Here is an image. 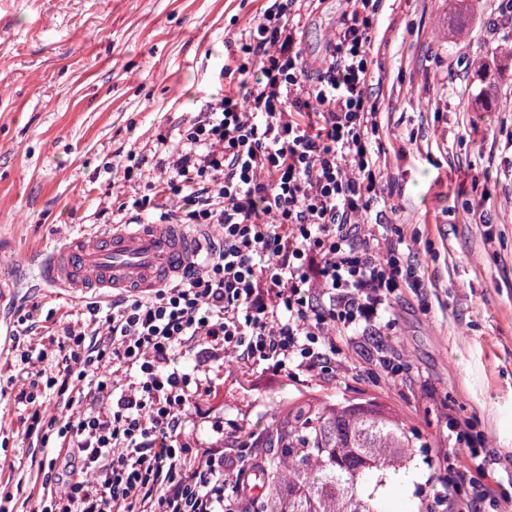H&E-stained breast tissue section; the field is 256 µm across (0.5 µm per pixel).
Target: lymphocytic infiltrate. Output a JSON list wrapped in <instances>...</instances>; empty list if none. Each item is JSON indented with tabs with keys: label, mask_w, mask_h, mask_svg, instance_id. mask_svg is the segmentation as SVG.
I'll return each mask as SVG.
<instances>
[{
	"label": "lymphocytic infiltrate",
	"mask_w": 512,
	"mask_h": 512,
	"mask_svg": "<svg viewBox=\"0 0 512 512\" xmlns=\"http://www.w3.org/2000/svg\"><path fill=\"white\" fill-rule=\"evenodd\" d=\"M294 0H272L237 41L235 88L221 91L172 146L159 222L214 224L223 245L153 293L88 303L83 322L16 350L14 402L32 407L27 438L70 457L65 487L43 456L38 512H238L246 463L185 435L210 375L180 358L235 355L249 369L312 371L330 363V329L370 324L402 271L395 243L362 223L378 197V108L367 75L383 0H346L319 73L298 47ZM63 414L42 420L38 385Z\"/></svg>",
	"instance_id": "lymphocytic-infiltrate-1"
}]
</instances>
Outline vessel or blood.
<instances>
[{"label":"vessel or blood","instance_id":"1","mask_svg":"<svg viewBox=\"0 0 512 512\" xmlns=\"http://www.w3.org/2000/svg\"><path fill=\"white\" fill-rule=\"evenodd\" d=\"M198 239L179 224H114L65 250L26 258L40 281L87 299L117 290L146 292L180 276L198 257Z\"/></svg>","mask_w":512,"mask_h":512}]
</instances>
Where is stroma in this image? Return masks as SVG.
I'll use <instances>...</instances> for the list:
<instances>
[{
    "mask_svg": "<svg viewBox=\"0 0 512 512\" xmlns=\"http://www.w3.org/2000/svg\"><path fill=\"white\" fill-rule=\"evenodd\" d=\"M506 0H472L461 33L455 0H386L367 87L380 111L382 223L404 234L422 282L400 288L364 336L333 335L336 371L292 378L224 361V400L200 401L187 434L205 446L215 423L239 451L273 409L307 392L373 398L448 451L450 466L416 462L387 512H415L424 484L455 469L512 512V59L482 75L479 59L512 45ZM267 0H0V324L28 341L80 320L83 303L40 286L22 259L105 229L120 203L168 176L158 135L179 139L225 84L241 31ZM345 0L301 5L299 46L319 69ZM0 352V506L30 512L42 457L24 432ZM403 365L389 377L386 366ZM469 423L491 453L471 460L448 431Z\"/></svg>",
    "mask_w": 512,
    "mask_h": 512,
    "instance_id": "stroma-1",
    "label": "stroma"
}]
</instances>
